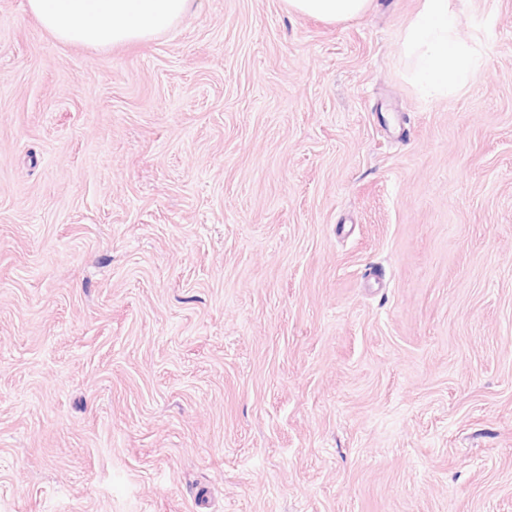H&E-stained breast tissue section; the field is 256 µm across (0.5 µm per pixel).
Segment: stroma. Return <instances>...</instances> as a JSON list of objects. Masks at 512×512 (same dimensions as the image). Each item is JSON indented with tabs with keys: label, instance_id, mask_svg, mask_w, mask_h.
<instances>
[{
	"label": "stroma",
	"instance_id": "stroma-1",
	"mask_svg": "<svg viewBox=\"0 0 512 512\" xmlns=\"http://www.w3.org/2000/svg\"><path fill=\"white\" fill-rule=\"evenodd\" d=\"M195 0L53 39L0 0V512H512V0ZM288 12L328 23L344 22L364 14L372 0H285ZM448 0H424L402 35L413 79L430 95H448L474 81L476 57L457 37L456 18Z\"/></svg>",
	"mask_w": 512,
	"mask_h": 512
}]
</instances>
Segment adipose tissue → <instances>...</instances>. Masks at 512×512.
<instances>
[{
	"mask_svg": "<svg viewBox=\"0 0 512 512\" xmlns=\"http://www.w3.org/2000/svg\"><path fill=\"white\" fill-rule=\"evenodd\" d=\"M298 15L338 23L364 14L372 0H285ZM194 0H27L30 14L55 39L101 47L153 39L180 20ZM412 75L423 91L445 95L474 81V54L457 37L448 0H423L402 35Z\"/></svg>",
	"mask_w": 512,
	"mask_h": 512,
	"instance_id": "ef3b65f1",
	"label": "adipose tissue"
}]
</instances>
